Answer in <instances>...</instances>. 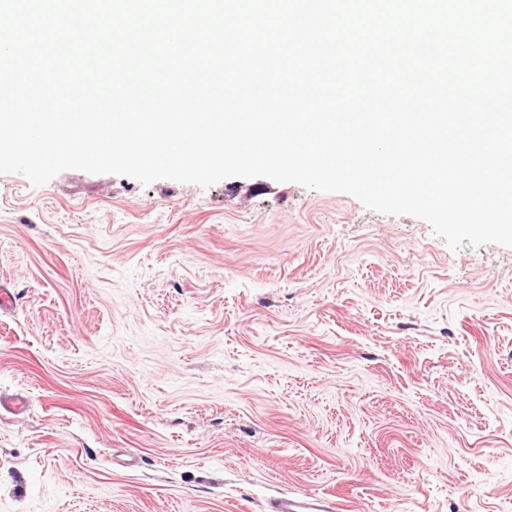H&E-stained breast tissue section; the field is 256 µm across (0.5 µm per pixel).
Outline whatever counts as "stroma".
<instances>
[{
  "instance_id": "35a3bbf8",
  "label": "stroma",
  "mask_w": 512,
  "mask_h": 512,
  "mask_svg": "<svg viewBox=\"0 0 512 512\" xmlns=\"http://www.w3.org/2000/svg\"><path fill=\"white\" fill-rule=\"evenodd\" d=\"M0 512H512V247L265 176L0 175ZM336 505L335 499L323 495L283 496L269 512H334L340 510Z\"/></svg>"
}]
</instances>
